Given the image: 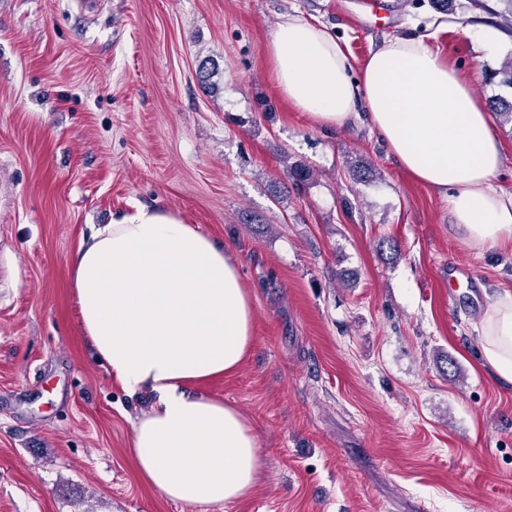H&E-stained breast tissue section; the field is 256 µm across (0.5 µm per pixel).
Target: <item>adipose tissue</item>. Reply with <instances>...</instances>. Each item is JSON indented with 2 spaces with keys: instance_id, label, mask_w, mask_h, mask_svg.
Here are the masks:
<instances>
[{
  "instance_id": "adipose-tissue-1",
  "label": "adipose tissue",
  "mask_w": 512,
  "mask_h": 512,
  "mask_svg": "<svg viewBox=\"0 0 512 512\" xmlns=\"http://www.w3.org/2000/svg\"><path fill=\"white\" fill-rule=\"evenodd\" d=\"M269 62L288 102L322 127L344 128L358 109L399 166L448 196L470 245L512 242V193L494 180L503 145L469 81L424 37L389 39L354 74L323 27L285 17ZM80 323L96 358L129 397L152 402L133 425L143 481L193 506L247 497L259 479V442L233 406L193 393L238 369L252 345V304L223 243L154 207L96 227L72 265ZM483 360L512 385V293L491 304Z\"/></svg>"
}]
</instances>
